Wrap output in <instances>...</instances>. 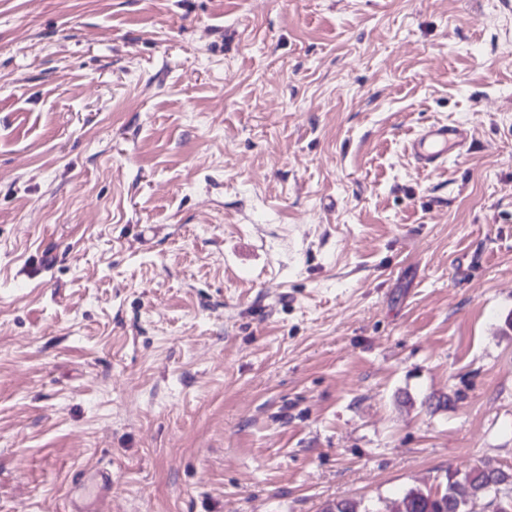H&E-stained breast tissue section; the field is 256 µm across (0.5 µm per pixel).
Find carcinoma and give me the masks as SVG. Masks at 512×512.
<instances>
[{
  "mask_svg": "<svg viewBox=\"0 0 512 512\" xmlns=\"http://www.w3.org/2000/svg\"><path fill=\"white\" fill-rule=\"evenodd\" d=\"M509 473L499 467H476L459 478L449 477L442 491L410 489L394 504L390 512H468L475 499L485 497L479 487L490 480L499 481Z\"/></svg>",
  "mask_w": 512,
  "mask_h": 512,
  "instance_id": "1",
  "label": "carcinoma"
}]
</instances>
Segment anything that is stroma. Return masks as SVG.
Returning <instances> with one entry per match:
<instances>
[{"label": "stroma", "instance_id": "1", "mask_svg": "<svg viewBox=\"0 0 512 512\" xmlns=\"http://www.w3.org/2000/svg\"><path fill=\"white\" fill-rule=\"evenodd\" d=\"M471 146L425 171L424 125ZM512 470V0H0V512H384Z\"/></svg>", "mask_w": 512, "mask_h": 512}]
</instances>
